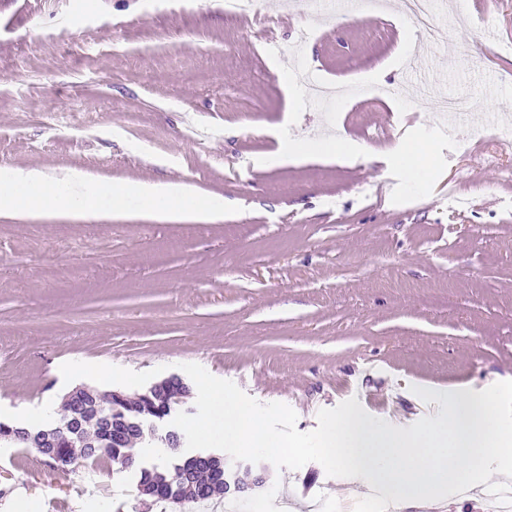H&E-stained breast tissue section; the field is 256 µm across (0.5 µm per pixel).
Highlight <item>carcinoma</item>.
<instances>
[{"label":"carcinoma","instance_id":"obj_1","mask_svg":"<svg viewBox=\"0 0 512 512\" xmlns=\"http://www.w3.org/2000/svg\"><path fill=\"white\" fill-rule=\"evenodd\" d=\"M111 392L93 386L70 395L65 400V414L59 423L44 428H30L19 433L14 445L31 448L40 436L53 435L60 427L67 428L60 449L72 460L82 459L91 463L106 460L125 466L134 464L128 450L141 440L143 425L154 419L155 414L172 409L177 404L178 392L165 387L142 402L116 409L110 400ZM123 418L130 423V433L124 444H112L109 422ZM138 484L143 496L155 503L174 504L180 499L191 505L224 497V461L221 458L191 456L167 469H142Z\"/></svg>","mask_w":512,"mask_h":512}]
</instances>
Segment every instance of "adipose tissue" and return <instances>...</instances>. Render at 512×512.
Listing matches in <instances>:
<instances>
[{
  "label": "adipose tissue",
  "instance_id": "1",
  "mask_svg": "<svg viewBox=\"0 0 512 512\" xmlns=\"http://www.w3.org/2000/svg\"><path fill=\"white\" fill-rule=\"evenodd\" d=\"M189 190L171 182L108 184L71 170L56 179H48L37 169L14 168L0 171V212L42 208L52 200L70 209L92 210L102 205L123 209L130 205L164 208L166 214L194 216L189 205Z\"/></svg>",
  "mask_w": 512,
  "mask_h": 512
}]
</instances>
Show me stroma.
<instances>
[{
    "label": "stroma",
    "mask_w": 512,
    "mask_h": 512,
    "mask_svg": "<svg viewBox=\"0 0 512 512\" xmlns=\"http://www.w3.org/2000/svg\"><path fill=\"white\" fill-rule=\"evenodd\" d=\"M466 2L433 0L442 34L426 41L402 0L378 16L256 0L258 25L224 0H0V170L224 203L207 222L0 214V421L56 422L76 387L142 392L183 363L289 405L302 432L351 398L414 423L441 411L416 388L512 376V0L492 22ZM447 98L472 109L448 120ZM324 139L333 153L283 157ZM81 309L100 317L73 322ZM4 460L19 483L0 481V512H181L137 491L168 454L57 469L0 446ZM273 488L288 512L362 497L310 462L270 468L228 512H275Z\"/></svg>",
    "instance_id": "35a3bbf8"
}]
</instances>
